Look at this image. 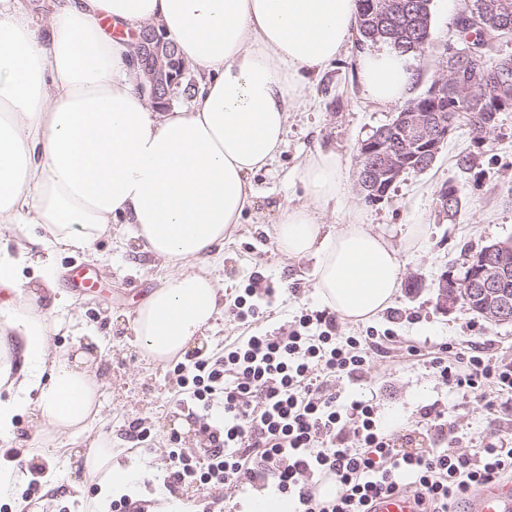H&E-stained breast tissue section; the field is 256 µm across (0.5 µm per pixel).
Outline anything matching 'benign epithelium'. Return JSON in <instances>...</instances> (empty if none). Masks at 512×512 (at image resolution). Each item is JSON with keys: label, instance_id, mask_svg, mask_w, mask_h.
Listing matches in <instances>:
<instances>
[{"label": "benign epithelium", "instance_id": "7a95c632", "mask_svg": "<svg viewBox=\"0 0 512 512\" xmlns=\"http://www.w3.org/2000/svg\"><path fill=\"white\" fill-rule=\"evenodd\" d=\"M135 59L142 63L141 86L148 90L149 98L157 109L169 104V97L180 80L188 75V63L175 55V50L152 26L144 27L132 43ZM458 96L469 92L466 86H448L442 79L435 80L424 94L426 101L438 102L445 90ZM484 104L482 119L485 124L495 120L498 113L512 107V101L495 92L484 91L480 96ZM394 126L402 146L396 152L385 148L384 136L377 134L362 142L363 157L366 158L365 185L383 178L395 183L409 166H432L439 147L448 140L453 128L444 121L443 114L437 112H402L395 118ZM421 146L418 153L410 150L409 144ZM503 264L490 261L482 265L479 274L472 272L456 275L444 273L438 285L439 304L448 309L459 302V294L468 287L474 295L482 299L483 313L489 320L503 323L508 321L512 303L498 291V282L503 274Z\"/></svg>", "mask_w": 512, "mask_h": 512}]
</instances>
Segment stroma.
I'll use <instances>...</instances> for the list:
<instances>
[{
  "label": "stroma",
  "mask_w": 512,
  "mask_h": 512,
  "mask_svg": "<svg viewBox=\"0 0 512 512\" xmlns=\"http://www.w3.org/2000/svg\"><path fill=\"white\" fill-rule=\"evenodd\" d=\"M462 6L463 0H432L429 46L413 59L415 94L425 93L445 64V49L457 39L453 20ZM369 50L368 44L351 37L336 62L307 75V102L289 114L283 153L270 169L252 177L258 192L257 212L245 217L225 238L224 259L213 269L224 286V314L206 331L203 350L186 353L182 361L189 364L202 355H214L223 351L225 342L247 331L285 328L303 312L322 309L313 287L314 259L293 261L281 255L265 227L275 222L279 207L304 202L298 178L303 158L315 148L330 149L344 164L346 195L325 213L324 223H343L349 209L355 208L365 223L379 225L397 246L411 225L427 227L422 247L401 254L402 286L392 305L364 323L337 320L340 335L371 330L384 338L382 354L371 355L362 377L338 382L337 387L345 395L376 405L387 432L396 444L407 448L441 445V436L428 428L421 414L422 407L437 404L454 426L456 453L469 455L489 436L512 438V402L499 403L496 411L490 412L472 398L449 391L427 356L443 343L471 340L484 344L489 356L512 361V323H492L460 305L446 310L437 300L440 276L459 263L463 249L477 250L512 240V112L500 114L490 144L483 146L471 171L461 172L453 162L455 154L470 144L462 127L444 144L431 168L404 174L384 199L366 202L356 190V148L398 111L397 106L375 103L362 92L357 72L361 57ZM450 181L463 185L466 197L465 209L453 224L435 205L437 192ZM95 249L92 256L55 259L61 271L76 265L87 268L97 275L100 286L96 293L75 300V313L85 335L60 331L54 334L53 344L61 350L82 349L98 357L104 410L87 433L67 437L36 432L28 418L18 419L14 443L33 453L24 496L34 512H76L70 483L61 484L47 501L41 495V477L49 467H63L65 449L82 447L85 435H109L113 449L143 457L154 471L140 488L143 495L181 501L187 496L186 489L169 478L170 438L176 434L172 423L179 418L190 423L189 432L176 434L186 451H193L207 437L198 411L177 405L180 387L173 364L157 365L145 358L127 320L154 287L157 265L138 252L126 233L100 239ZM254 276L275 288L280 300L270 316L259 315L244 324L236 316L234 301ZM138 425L151 432L146 442L134 437Z\"/></svg>",
  "instance_id": "stroma-1"
}]
</instances>
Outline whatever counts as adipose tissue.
Segmentation results:
<instances>
[{"mask_svg": "<svg viewBox=\"0 0 512 512\" xmlns=\"http://www.w3.org/2000/svg\"><path fill=\"white\" fill-rule=\"evenodd\" d=\"M357 0H55L34 24L22 0H0V224L23 226L18 251L0 247V440L19 415L36 430L70 435L104 408L86 352L56 351L52 327L68 299L56 287V254L92 253L118 224L159 264V284L134 309L136 342L164 364L200 345L224 293L211 273L224 239L256 208L252 174L270 167L288 114L305 98L297 83L342 53ZM152 25L195 67L190 108L153 111L130 57V32ZM364 94L404 102L414 69L391 47L359 62ZM335 152L315 150L299 177L303 204L269 230L281 254L315 258L321 302L352 323L385 311L402 280L400 252L358 216L322 217L345 195ZM40 270L29 284L23 270ZM84 453L95 495L81 512H109L148 478L139 455ZM27 464L0 456V500L28 512Z\"/></svg>", "mask_w": 512, "mask_h": 512, "instance_id": "ef3b65f1", "label": "adipose tissue"}]
</instances>
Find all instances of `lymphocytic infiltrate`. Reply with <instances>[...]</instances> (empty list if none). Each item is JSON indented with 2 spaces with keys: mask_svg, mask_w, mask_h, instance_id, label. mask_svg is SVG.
Listing matches in <instances>:
<instances>
[{
  "mask_svg": "<svg viewBox=\"0 0 512 512\" xmlns=\"http://www.w3.org/2000/svg\"><path fill=\"white\" fill-rule=\"evenodd\" d=\"M377 345L370 335H338L335 318L316 311L288 332L240 336L218 357L177 364L182 403L219 415L220 429L192 453L172 440L171 479L191 488L272 482L294 512H368L372 498L405 490L421 512H457L473 488L512 476V447L489 442L470 456L399 448L375 405L342 404L330 379L356 380ZM430 365L450 389L476 398L492 385L512 397V364L496 363L476 342L440 348ZM323 477L339 487L329 501L315 495Z\"/></svg>",
  "mask_w": 512,
  "mask_h": 512,
  "instance_id": "f902f5d3",
  "label": "lymphocytic infiltrate"
}]
</instances>
